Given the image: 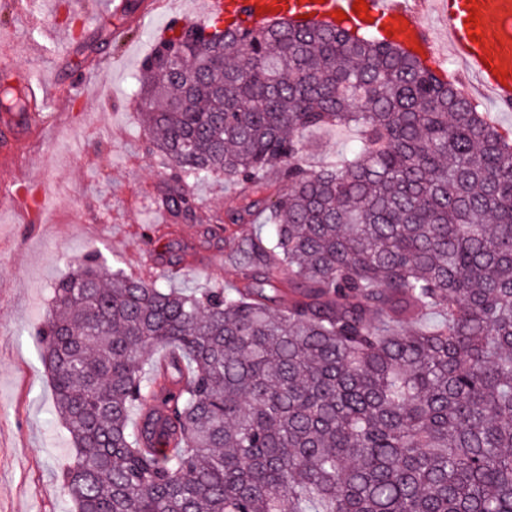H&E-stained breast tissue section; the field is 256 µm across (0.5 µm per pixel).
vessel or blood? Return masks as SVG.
<instances>
[{
  "label": "vessel or blood",
  "instance_id": "1",
  "mask_svg": "<svg viewBox=\"0 0 512 512\" xmlns=\"http://www.w3.org/2000/svg\"><path fill=\"white\" fill-rule=\"evenodd\" d=\"M355 0H205L207 13H232L259 26L296 13L333 19L344 12L348 21L359 18ZM370 21L380 23L391 41L420 59L440 56V46L422 22L421 12L392 0H366ZM448 37L452 53L477 76L480 84L503 107L512 106V0H429ZM477 23H470V14Z\"/></svg>",
  "mask_w": 512,
  "mask_h": 512
}]
</instances>
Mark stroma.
<instances>
[{"instance_id":"stroma-1","label":"stroma","mask_w":512,"mask_h":512,"mask_svg":"<svg viewBox=\"0 0 512 512\" xmlns=\"http://www.w3.org/2000/svg\"><path fill=\"white\" fill-rule=\"evenodd\" d=\"M114 0H44L45 21H33L15 0H0V57L46 81L45 119L18 121L10 153L0 154V180L20 178L21 190L47 201L43 219L22 206L0 212V512H75L57 481L75 450L54 413L53 388L33 328L49 309L53 286L86 253L99 249L105 270L150 278L142 234L168 216L153 206L162 176L145 136L133 91L141 63L171 25L200 21L202 0H135L129 15ZM117 30L102 44V26ZM476 100L488 119L512 133V110L498 106L449 51L438 64ZM355 138L350 130L305 136L310 164L335 160ZM199 214L220 219L237 206L236 186L220 180L195 188ZM177 234L196 246L175 286L223 280L234 244L255 227L236 224L215 248L201 224Z\"/></svg>"}]
</instances>
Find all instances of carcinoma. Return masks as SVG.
Listing matches in <instances>:
<instances>
[{
  "label": "carcinoma",
  "mask_w": 512,
  "mask_h": 512,
  "mask_svg": "<svg viewBox=\"0 0 512 512\" xmlns=\"http://www.w3.org/2000/svg\"><path fill=\"white\" fill-rule=\"evenodd\" d=\"M169 31L136 75L156 204L197 220L222 178L245 195L206 235L264 223L226 285L171 287L169 231L152 279L94 251L53 288L75 512H512V139L371 28ZM320 127L357 139L311 169Z\"/></svg>",
  "instance_id": "obj_1"
}]
</instances>
